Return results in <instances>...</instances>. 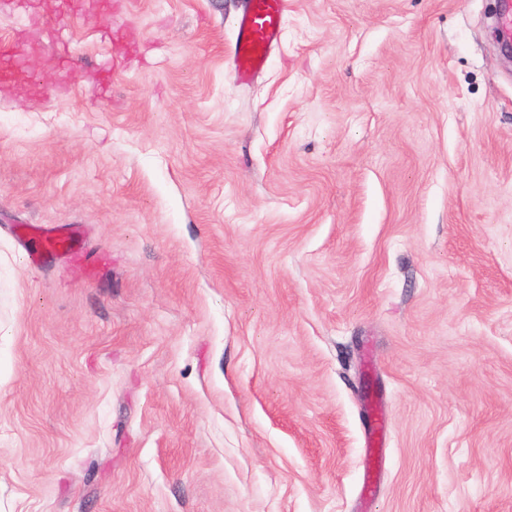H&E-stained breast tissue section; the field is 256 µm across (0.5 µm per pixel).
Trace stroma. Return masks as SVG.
<instances>
[{"label":"stroma","mask_w":512,"mask_h":512,"mask_svg":"<svg viewBox=\"0 0 512 512\" xmlns=\"http://www.w3.org/2000/svg\"><path fill=\"white\" fill-rule=\"evenodd\" d=\"M248 6L0 0V512H512L496 0H288L244 85ZM48 253L67 254L79 261L84 259L83 253L75 247L74 231L67 224L47 232L37 245L27 252V262L33 266H40ZM386 442V436L384 433L383 425L378 424L374 427L371 437L368 441L370 450L368 452L367 463L364 470L363 477V490L372 492L375 487V481L377 478V467L379 463L380 448H384Z\"/></svg>","instance_id":"35a3bbf8"}]
</instances>
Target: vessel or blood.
I'll list each match as a JSON object with an SVG mask.
<instances>
[{
    "label": "vessel or blood",
    "instance_id": "b4317fda",
    "mask_svg": "<svg viewBox=\"0 0 512 512\" xmlns=\"http://www.w3.org/2000/svg\"><path fill=\"white\" fill-rule=\"evenodd\" d=\"M287 0H251L236 26L233 63L240 81L247 82L266 65L272 50L278 45ZM49 253H61L83 260L84 255L75 246L74 231L69 225L58 226L47 232L27 253L30 265L38 266ZM386 436L382 426H375L368 441L370 450L364 470L363 488L373 491L377 478L378 456Z\"/></svg>",
    "mask_w": 512,
    "mask_h": 512
}]
</instances>
